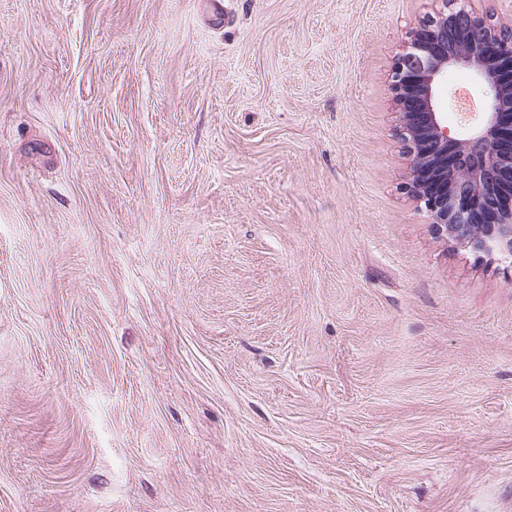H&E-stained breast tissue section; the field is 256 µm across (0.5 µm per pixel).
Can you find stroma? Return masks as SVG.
I'll return each instance as SVG.
<instances>
[{
	"label": "stroma",
	"instance_id": "35a3bbf8",
	"mask_svg": "<svg viewBox=\"0 0 512 512\" xmlns=\"http://www.w3.org/2000/svg\"><path fill=\"white\" fill-rule=\"evenodd\" d=\"M442 0H0V512H512V268L409 196Z\"/></svg>",
	"mask_w": 512,
	"mask_h": 512
}]
</instances>
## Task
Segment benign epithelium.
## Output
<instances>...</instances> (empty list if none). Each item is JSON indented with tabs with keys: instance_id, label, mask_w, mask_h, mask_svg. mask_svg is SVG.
<instances>
[{
	"instance_id": "benign-epithelium-1",
	"label": "benign epithelium",
	"mask_w": 512,
	"mask_h": 512,
	"mask_svg": "<svg viewBox=\"0 0 512 512\" xmlns=\"http://www.w3.org/2000/svg\"><path fill=\"white\" fill-rule=\"evenodd\" d=\"M483 87L476 116L448 128V70ZM402 136L412 150V196L436 232L512 267V35L464 6L412 29L392 72Z\"/></svg>"
}]
</instances>
